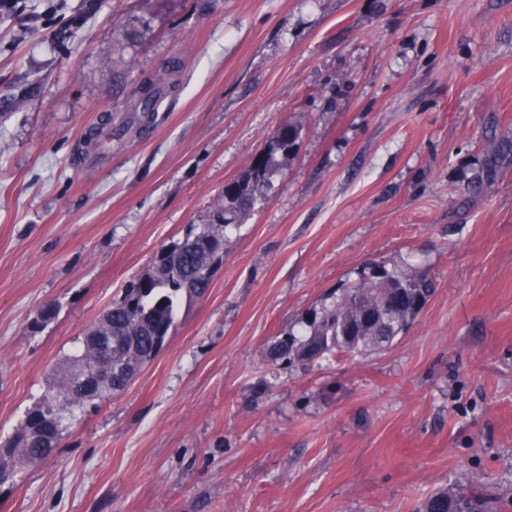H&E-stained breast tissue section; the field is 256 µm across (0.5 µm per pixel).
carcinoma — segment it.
<instances>
[{"mask_svg":"<svg viewBox=\"0 0 512 512\" xmlns=\"http://www.w3.org/2000/svg\"><path fill=\"white\" fill-rule=\"evenodd\" d=\"M180 62L172 60L160 73L143 80L130 111L146 117L158 111L176 88ZM303 129L299 120L279 126L264 151L240 177L224 186L206 223L192 227L185 237L163 247L148 269L125 285L120 299L109 306L112 341V394L122 393L141 369L152 361L173 328L182 302L191 301L185 288L195 283L207 291L208 268L222 259L227 232L254 210L270 177L293 159ZM431 284L426 278L390 269L381 263L368 267L358 282L338 288L320 306L301 319L299 330L272 338L266 350L269 362L305 364L329 356L363 355L381 351L406 332L427 302ZM84 340L56 370L52 396L26 412L15 432L0 445V477L16 473L15 466H33L49 458L64 431L87 408L79 393V369L88 365ZM420 512H512V494L493 492L480 485L453 486L428 497Z\"/></svg>","mask_w":512,"mask_h":512,"instance_id":"1","label":"carcinoma"}]
</instances>
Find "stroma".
Returning <instances> with one entry per match:
<instances>
[{
	"mask_svg": "<svg viewBox=\"0 0 512 512\" xmlns=\"http://www.w3.org/2000/svg\"><path fill=\"white\" fill-rule=\"evenodd\" d=\"M180 60L152 119L80 163ZM158 355L0 486V512H418L512 491V0H20L0 10V438L289 119ZM434 291L387 349L268 340L368 265ZM57 314L33 327L40 307ZM510 509V510H507ZM512 494L493 492L475 484L453 486L428 497L420 512H511Z\"/></svg>",
	"mask_w": 512,
	"mask_h": 512,
	"instance_id": "35a3bbf8",
	"label": "stroma"
}]
</instances>
